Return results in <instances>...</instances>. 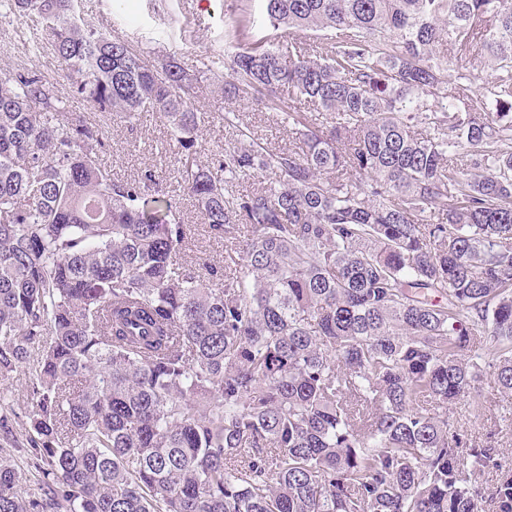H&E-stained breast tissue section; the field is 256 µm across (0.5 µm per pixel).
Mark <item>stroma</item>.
<instances>
[{"label": "stroma", "mask_w": 512, "mask_h": 512, "mask_svg": "<svg viewBox=\"0 0 512 512\" xmlns=\"http://www.w3.org/2000/svg\"><path fill=\"white\" fill-rule=\"evenodd\" d=\"M84 16L98 29L127 39L142 48L152 59L159 60L173 53L185 67L198 77L199 91L204 103V132L198 156L210 162L216 141L227 140L232 131L225 127V102L219 91L224 75L222 60L228 59L237 45L272 35L261 0H127L125 12L113 10L112 0H81ZM242 24L238 44H230L224 36L227 24ZM25 22L10 16L0 17V74L23 67H36L44 75L55 76L59 63L50 47L38 55L24 52L21 44ZM256 137L271 147H285L290 142L288 126L279 114L261 112L256 107L245 108L241 114ZM107 147L102 158L115 180L123 181L150 168L156 170L163 189L178 201L192 224L194 235L186 251L187 263L225 265L227 253L222 240L209 236L191 199L184 195L174 166L175 143L170 142L159 118L144 116L137 134H129L124 124L110 123L105 127ZM28 377L24 371L11 373L5 379L11 396L10 404L0 410L6 416L13 438L6 449L20 467L34 465L28 440L31 434L27 415L31 408L27 392ZM512 406V395L501 393L490 378H483L466 404L450 410L448 420L469 439L490 441L494 465L482 469L477 482L487 493L485 512H500L495 494L498 486L512 477V428L505 427L500 416Z\"/></svg>", "instance_id": "1"}]
</instances>
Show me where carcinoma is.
<instances>
[{"mask_svg": "<svg viewBox=\"0 0 512 512\" xmlns=\"http://www.w3.org/2000/svg\"><path fill=\"white\" fill-rule=\"evenodd\" d=\"M275 31L224 63L241 129L203 164L196 78L81 15L0 0L60 61L0 77V376L24 369L39 493L1 455L0 512H482L455 407L512 395V0H263ZM492 72L487 94L440 44ZM155 111L183 191L240 275L191 239L154 172L118 182L102 126ZM422 110L433 133L412 131ZM264 174L247 195L239 181ZM257 109L254 105L249 104L248 108L240 112L241 121L244 123L242 126L247 125L255 133V136L267 143L268 146L288 147L292 139L289 138L288 125L282 123V116L276 112H265V110L260 112Z\"/></svg>", "mask_w": 512, "mask_h": 512, "instance_id": "obj_1", "label": "carcinoma"}]
</instances>
